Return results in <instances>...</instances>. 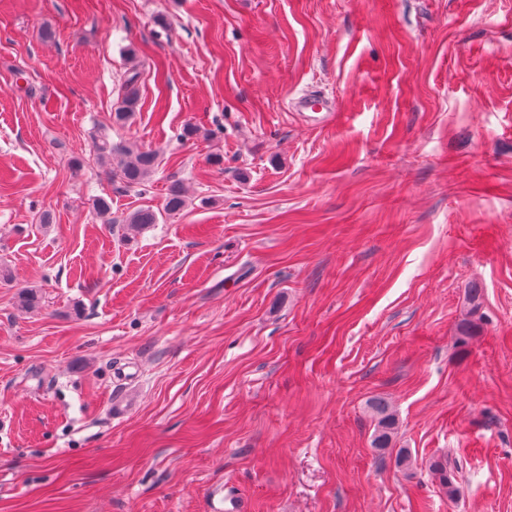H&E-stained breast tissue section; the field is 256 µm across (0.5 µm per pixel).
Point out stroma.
Segmentation results:
<instances>
[{
  "label": "stroma",
  "instance_id": "stroma-1",
  "mask_svg": "<svg viewBox=\"0 0 512 512\" xmlns=\"http://www.w3.org/2000/svg\"><path fill=\"white\" fill-rule=\"evenodd\" d=\"M1 269L0 512H512V0H0ZM139 77V73L136 71H130L126 75L119 89L120 104L113 113L114 123H127L134 112L137 111L139 105ZM292 107L301 112L305 118L323 119L325 116H312L307 114H328L329 112H321L328 109V104L311 93H305L294 99ZM96 151L98 160L110 165L109 173L112 179L119 180V183L126 188L145 186L157 166L156 153L146 151L131 153L126 147L114 145L107 138L96 145ZM114 159L117 161L114 162ZM187 204L188 199L182 185L175 183L169 187L161 210H155L153 206L150 205L140 206L128 213L126 217L121 220V224H126L128 230L137 231L146 225L158 223L159 215L163 218V214L166 216L178 214ZM372 410L378 421L372 441L373 448L385 452L391 445L393 430L396 426V417L387 402L381 399H376L373 402ZM430 469L438 476L441 491L448 497H454L459 493V485L453 470L448 469V461L441 459L430 463Z\"/></svg>",
  "mask_w": 512,
  "mask_h": 512
}]
</instances>
